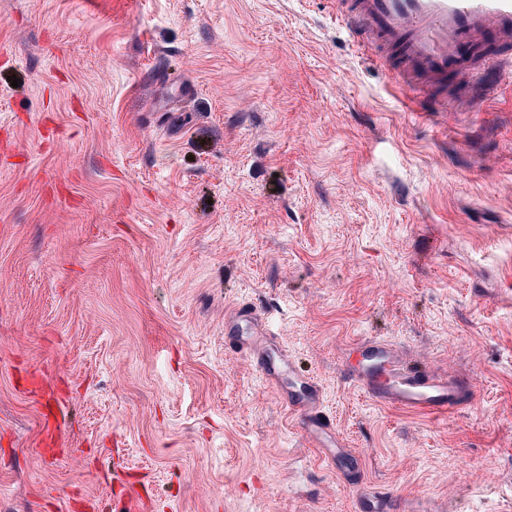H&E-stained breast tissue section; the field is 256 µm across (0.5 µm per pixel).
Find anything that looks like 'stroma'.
<instances>
[{
    "mask_svg": "<svg viewBox=\"0 0 512 512\" xmlns=\"http://www.w3.org/2000/svg\"><path fill=\"white\" fill-rule=\"evenodd\" d=\"M19 78L12 86L11 78ZM407 100L318 0H0V512H512V72ZM467 392L376 403L358 341ZM252 315L253 313L250 309L240 307L235 309L230 315L225 316L224 324L230 329L239 326L243 321L250 322L252 324L251 336L243 339L240 342V347L241 349L251 351L257 356L260 371L266 379L271 381H280V377L287 368L289 375L291 372H294L293 364L285 353L276 352L277 358L275 360L269 359V350L274 345L266 339L265 336H267V333L262 330ZM299 389L290 386L286 407L294 413H300L305 417V431L315 448L328 460H338L345 456H351L346 443L339 439L329 419L321 415L320 390L312 380L301 379Z\"/></svg>",
    "mask_w": 512,
    "mask_h": 512,
    "instance_id": "1",
    "label": "stroma"
}]
</instances>
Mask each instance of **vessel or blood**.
Here are the masks:
<instances>
[{
    "instance_id": "obj_1",
    "label": "vessel or blood",
    "mask_w": 512,
    "mask_h": 512,
    "mask_svg": "<svg viewBox=\"0 0 512 512\" xmlns=\"http://www.w3.org/2000/svg\"><path fill=\"white\" fill-rule=\"evenodd\" d=\"M337 21L354 35L357 51L367 60L387 63L396 53L406 82L430 84L447 80L462 69L467 53L494 44L491 70L512 63V0H327ZM251 351L264 377L279 380L291 362L287 354L269 359L271 348L260 325L240 343ZM365 364L353 378L377 402L407 410L444 413L460 402L461 382L402 362L388 343L360 344ZM286 406L305 419V430L325 458L337 460L350 453L329 419L320 413V390L312 380L290 388Z\"/></svg>"
}]
</instances>
